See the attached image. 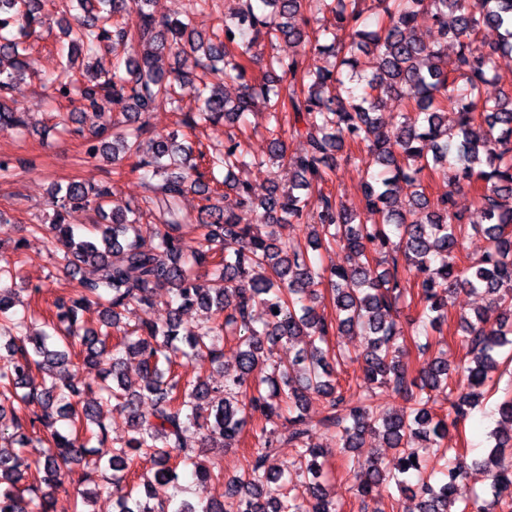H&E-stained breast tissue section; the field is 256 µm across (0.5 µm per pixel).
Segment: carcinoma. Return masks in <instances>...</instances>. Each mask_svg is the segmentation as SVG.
Returning <instances> with one entry per match:
<instances>
[{"label": "carcinoma", "mask_w": 512, "mask_h": 512, "mask_svg": "<svg viewBox=\"0 0 512 512\" xmlns=\"http://www.w3.org/2000/svg\"><path fill=\"white\" fill-rule=\"evenodd\" d=\"M75 14L60 28L70 37L65 62L52 79L53 99L69 101L78 92L84 110L100 118L84 154L134 167L158 179L153 196L140 203L114 201L112 184L73 180L51 193L53 213L28 225L42 235L52 255L71 272L70 287L53 301L49 329L31 330L35 311L16 309L21 255L0 264V436L20 448L42 447L30 462L0 448V512H52L53 491L72 478L87 457L104 472L98 491L112 495L115 512H339L323 470L333 456L348 457L369 435H380L398 453L395 471L376 461L352 460L361 502L390 485L419 497V512H454L455 485L479 466L490 479L494 500L512 488V397L497 406L494 445L480 462L427 453L448 440L491 381L501 349L512 347V90L497 99L482 89L512 62V0H372L386 22L362 21L361 0H242L231 21L204 38L192 27V0L181 18L159 16L155 0H72ZM47 0H0V131L23 125L7 103L15 82L28 70L46 23ZM437 28L434 44L415 32L421 13ZM328 13L333 23L311 33L308 18ZM485 28L498 32L489 49L480 44ZM280 39L299 47L285 59L271 52L265 77L245 80L261 40ZM135 42L149 45L125 68L92 62L101 48L113 52ZM453 45V58L445 48ZM175 67L161 71L163 55ZM197 81L195 104L187 107L175 86ZM241 82L235 98L224 80ZM395 98L418 122L383 128L379 111ZM163 105L182 115L194 132L212 124L233 125L253 109L267 111V158L248 159L234 135L222 152L195 150L194 142L149 133L144 116ZM294 112L292 132L306 139L303 154L290 157L280 132L281 113ZM363 146L380 170L364 184L366 217L348 210L324 190L335 169L334 153ZM293 168L284 190L272 184L255 196L248 183L231 180L249 164ZM224 171L226 192L215 172ZM440 171L448 192L430 200L421 182ZM413 187L406 204L401 185ZM473 188L480 222L467 224L453 210L454 190ZM202 197L197 237L184 232L179 202L188 193ZM322 198L308 211V195ZM95 210L104 223L83 231L68 222L70 212ZM282 224H302L306 244L284 240ZM484 237L486 249L463 259L468 231ZM346 251L343 264L322 265L312 251ZM418 279L420 311L415 330L398 321L407 302L410 277ZM327 287L334 316L317 311L316 287ZM172 295L162 323L133 322L155 304L158 291ZM480 291L502 317L490 324L482 315L460 317V340L471 357L450 368L436 357L413 373L402 358L408 339L427 336L448 321V296ZM263 304L265 319L252 310ZM96 308L99 326L84 313ZM203 311L201 321L184 325L183 311ZM359 330L366 344L355 358L362 374L339 384L338 368L348 356L330 347V337ZM235 341L233 366L224 364L222 343ZM302 344L286 364L272 359L279 344ZM207 355L224 381L180 379L174 366ZM138 361L142 383L128 388L124 374ZM43 372L31 381L32 367ZM99 370L91 386L80 367ZM404 396L409 406L389 413L376 389ZM448 395V414L434 412L435 396ZM325 403L318 425L334 447L309 443L311 399ZM123 415L126 440L108 437L104 409ZM254 448L246 468L224 483V499L204 495L223 473L217 464L197 461L201 448H230L254 421ZM282 441L295 448L290 465L273 464ZM177 451L180 463L172 462ZM149 455L153 477L131 480L134 457ZM191 468L196 503L178 498L179 466ZM176 493L155 497L154 484Z\"/></svg>", "instance_id": "cac0c4a2"}]
</instances>
